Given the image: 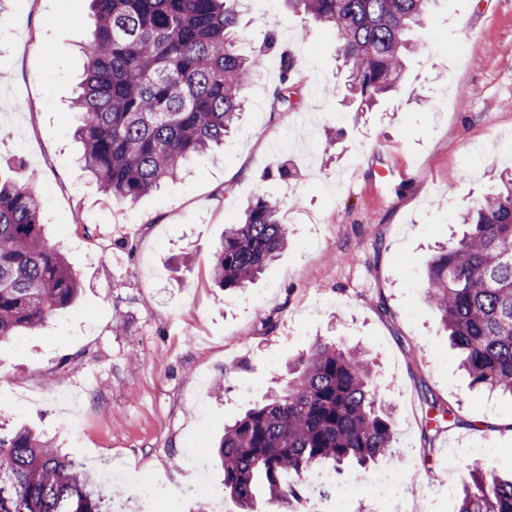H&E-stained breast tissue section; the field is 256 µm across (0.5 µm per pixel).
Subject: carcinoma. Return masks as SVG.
Here are the masks:
<instances>
[{
	"label": "carcinoma",
	"instance_id": "1",
	"mask_svg": "<svg viewBox=\"0 0 512 512\" xmlns=\"http://www.w3.org/2000/svg\"><path fill=\"white\" fill-rule=\"evenodd\" d=\"M242 0H91L92 39L75 99L83 169L119 203L175 178L224 142L264 54L238 53ZM336 34L345 87L358 110L396 90L409 33L434 0H288ZM274 101L293 102V58L281 52ZM277 200L259 196L227 224L212 279L240 289L288 246ZM467 226L429 261L426 300L440 313L470 386L512 398V176L462 215ZM79 281L44 236L33 180H0V344L36 330L75 300ZM395 429L365 352L316 341L286 386L224 428V491L253 510L288 512L311 466L368 463L395 453ZM112 491L84 463L26 428L0 427V512H108ZM458 512H512V476L472 467Z\"/></svg>",
	"mask_w": 512,
	"mask_h": 512
}]
</instances>
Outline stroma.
Returning a JSON list of instances; mask_svg holds the SVG:
<instances>
[{
	"mask_svg": "<svg viewBox=\"0 0 512 512\" xmlns=\"http://www.w3.org/2000/svg\"><path fill=\"white\" fill-rule=\"evenodd\" d=\"M89 4L0 0V177L33 179L46 237L80 282L67 310L0 346V423L92 474L126 469L121 512H210L216 500L243 512L216 462L224 426L323 340L368 352L407 452L400 495L375 499L363 474L339 490L348 512H457L485 445L511 474L512 434L484 423L512 418V400L470 386L424 291L460 214L512 171V0H435L398 90L366 112L343 98L331 31L287 0H245L237 48L265 66L238 124L178 179L123 204L78 164ZM282 46L295 55L290 112L274 105ZM262 195L280 202L288 246L223 291L213 253ZM433 402L458 424L432 431ZM192 457L208 492L192 486Z\"/></svg>",
	"mask_w": 512,
	"mask_h": 512,
	"instance_id": "stroma-1",
	"label": "stroma"
}]
</instances>
